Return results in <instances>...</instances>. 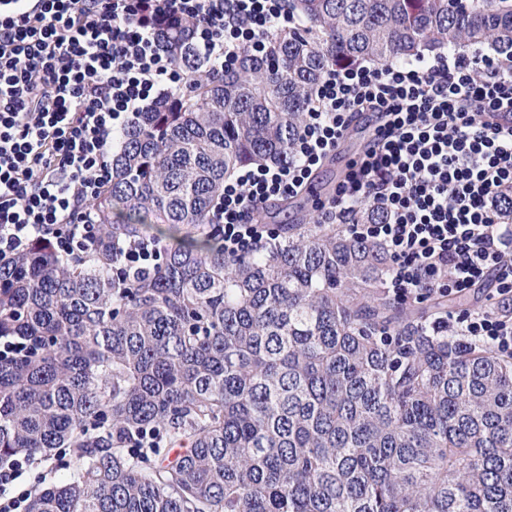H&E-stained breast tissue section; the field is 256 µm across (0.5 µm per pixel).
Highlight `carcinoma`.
<instances>
[{
    "mask_svg": "<svg viewBox=\"0 0 512 512\" xmlns=\"http://www.w3.org/2000/svg\"><path fill=\"white\" fill-rule=\"evenodd\" d=\"M291 4L300 26L218 78L167 30L192 92L117 136L104 246L0 264V337L28 347L0 357V461H78L29 512H512V353L435 333L448 301L395 300L381 247L335 224L232 257L211 223L226 178L291 159L328 70L511 51L512 0ZM148 224L166 248L127 278L112 242Z\"/></svg>",
    "mask_w": 512,
    "mask_h": 512,
    "instance_id": "obj_1",
    "label": "carcinoma"
}]
</instances>
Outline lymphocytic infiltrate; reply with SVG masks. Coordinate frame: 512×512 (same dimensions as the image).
<instances>
[{
	"label": "lymphocytic infiltrate",
	"mask_w": 512,
	"mask_h": 512,
	"mask_svg": "<svg viewBox=\"0 0 512 512\" xmlns=\"http://www.w3.org/2000/svg\"><path fill=\"white\" fill-rule=\"evenodd\" d=\"M192 25L211 73L241 52L268 55L295 23L288 0H34L0 18V262L49 242L58 259L100 242L92 202L112 179L117 134L146 104L188 87L158 32ZM307 120L282 165L244 167L224 183L212 221L232 256L274 245L258 215L298 194L359 115L379 123L328 201L321 221L348 225L379 244L388 292L401 303L458 299L492 282L488 309L439 317L454 333L512 352V55L451 51L433 60L331 69L315 88ZM378 223H358L363 206ZM162 246L143 236L115 243L132 276L150 272ZM32 458L0 466V512H25L30 490L13 484Z\"/></svg>",
	"instance_id": "1"
}]
</instances>
